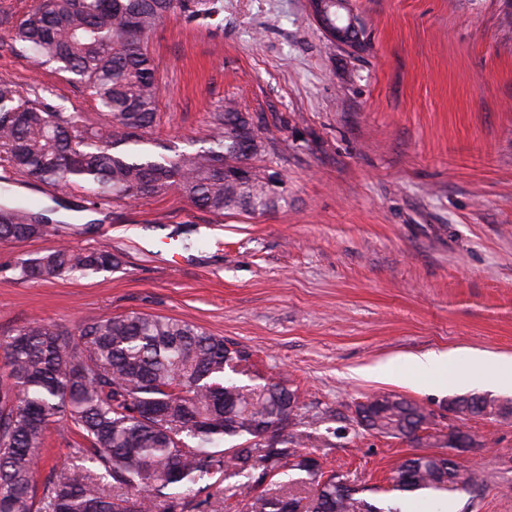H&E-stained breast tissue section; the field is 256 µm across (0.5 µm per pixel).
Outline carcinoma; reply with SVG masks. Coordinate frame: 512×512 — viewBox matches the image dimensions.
<instances>
[{"label": "carcinoma", "mask_w": 512, "mask_h": 512, "mask_svg": "<svg viewBox=\"0 0 512 512\" xmlns=\"http://www.w3.org/2000/svg\"><path fill=\"white\" fill-rule=\"evenodd\" d=\"M216 0H47L12 26L19 51L82 85L108 122L84 123L24 96L0 81V168L48 186L80 187L88 203L139 200L175 189L200 210L255 213L278 204L271 184L278 171L250 166L244 181L224 170L241 162L237 139L251 123L226 100L211 115L207 144L173 157L146 148L156 121L157 80L143 40L174 11L208 16ZM44 217L17 202L0 204V243L41 237ZM119 265L107 250L60 245L18 258L22 279L52 280L110 272ZM11 386L0 391V512H224L219 478L233 470L248 483L235 493L250 512H285L300 499L278 487L309 494L307 512H409L426 502L444 512L448 500L483 482L448 458L416 454L391 471L390 497L368 498L320 460L298 461V397L284 381L239 384L251 377L248 347L214 336L182 319L131 313L79 324L76 330L38 322L0 340ZM368 426L410 438L429 413L403 397L370 398ZM65 421L82 442L75 461L38 488L36 461L51 425ZM235 440L228 448L225 439Z\"/></svg>", "instance_id": "obj_1"}]
</instances>
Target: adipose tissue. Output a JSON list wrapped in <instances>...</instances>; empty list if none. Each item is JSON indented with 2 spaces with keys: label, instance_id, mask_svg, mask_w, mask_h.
Returning <instances> with one entry per match:
<instances>
[{
  "label": "adipose tissue",
  "instance_id": "ef3b65f1",
  "mask_svg": "<svg viewBox=\"0 0 512 512\" xmlns=\"http://www.w3.org/2000/svg\"><path fill=\"white\" fill-rule=\"evenodd\" d=\"M407 381L440 379L451 385L465 384L486 377L512 383V358L489 357L474 352L465 364H458L451 353L426 352L407 358Z\"/></svg>",
  "mask_w": 512,
  "mask_h": 512
}]
</instances>
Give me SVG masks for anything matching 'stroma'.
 <instances>
[{"label": "stroma", "mask_w": 512, "mask_h": 512, "mask_svg": "<svg viewBox=\"0 0 512 512\" xmlns=\"http://www.w3.org/2000/svg\"><path fill=\"white\" fill-rule=\"evenodd\" d=\"M172 13L145 41L160 86L149 149L203 145L224 99L246 113L279 171L264 213L215 216L177 191L55 220L42 237L0 243V339L37 320L75 329L132 312L196 323L250 347L264 379L298 394L301 449L360 489L384 488L413 454L444 452L459 427L479 447L458 461L483 485L455 512H512V416L457 415L459 388L380 379L371 369L427 351L512 357V0H349L357 50L331 45L308 0H218ZM99 121L66 74L36 66L0 25V81ZM14 200L50 208L86 193L15 177ZM65 244L120 264L78 279L24 280L18 258ZM376 393L432 418L417 438L364 429ZM55 425L37 482L72 456Z\"/></svg>", "instance_id": "stroma-1"}]
</instances>
